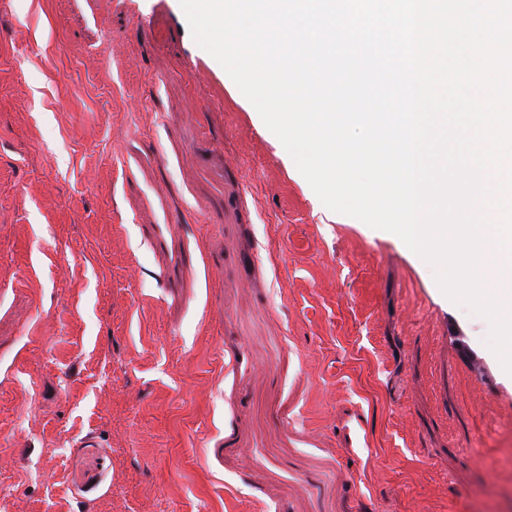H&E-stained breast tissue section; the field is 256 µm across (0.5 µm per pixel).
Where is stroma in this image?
I'll return each mask as SVG.
<instances>
[{"label": "stroma", "instance_id": "35a3bbf8", "mask_svg": "<svg viewBox=\"0 0 512 512\" xmlns=\"http://www.w3.org/2000/svg\"><path fill=\"white\" fill-rule=\"evenodd\" d=\"M488 332L179 0H0V512H512Z\"/></svg>", "mask_w": 512, "mask_h": 512}]
</instances>
